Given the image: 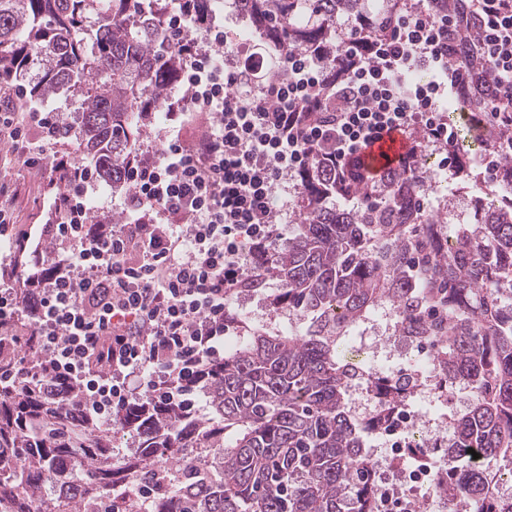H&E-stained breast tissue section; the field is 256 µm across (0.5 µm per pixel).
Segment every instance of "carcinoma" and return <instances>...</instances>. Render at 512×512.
Masks as SVG:
<instances>
[{"mask_svg":"<svg viewBox=\"0 0 512 512\" xmlns=\"http://www.w3.org/2000/svg\"><path fill=\"white\" fill-rule=\"evenodd\" d=\"M168 0H0V60L8 78L36 99L60 89L76 105L78 144L99 180L127 187L132 128L139 113L157 112L174 85L180 57L169 48ZM264 40L278 75L279 39L312 52L336 50L342 23L368 17L383 35L414 0H234ZM448 16L465 40L474 38L480 9L472 0H420ZM451 63L468 75L464 125H479L478 144L502 138L488 119L495 101L491 65L472 48ZM506 175L489 185L464 173L481 213L462 222L420 209L430 187L412 172L394 173L375 191L336 181L316 165L304 178L298 232L269 257L279 281L276 305L299 310L307 325L269 334L253 331L211 366L212 417L179 411L148 423L136 411L118 427L135 429L136 456L118 466L112 431L79 426L73 408L47 403L27 379L0 397V512H372L373 461L362 426L346 406L349 372L372 374L343 354L353 329L376 306L399 310L402 333L439 342L441 375L467 384V411L448 432V512L462 495L479 512H512V501L489 491L482 469L460 470L471 457L512 460V155ZM369 193L357 212L329 205L348 192ZM452 224L451 246L442 245ZM27 370L41 371L34 337H22ZM152 488L149 498L133 493ZM132 494L115 505L112 494Z\"/></svg>","mask_w":512,"mask_h":512,"instance_id":"carcinoma-1","label":"carcinoma"}]
</instances>
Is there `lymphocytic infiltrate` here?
<instances>
[{"label":"lymphocytic infiltrate","mask_w":512,"mask_h":512,"mask_svg":"<svg viewBox=\"0 0 512 512\" xmlns=\"http://www.w3.org/2000/svg\"><path fill=\"white\" fill-rule=\"evenodd\" d=\"M481 9L474 48L494 67L497 97L511 100L512 8L481 0ZM168 19L179 89L161 103L166 126L128 166L122 223L93 209L97 176L64 138L66 114L18 111L11 87L0 90V143L12 162L42 171L48 216L32 237L17 222L18 187L0 183V238L34 257L27 291L0 282V346L24 323L45 396L98 425L133 407L200 414L209 367L242 328L227 305L260 278L314 161L341 181L382 187L387 173L368 177L354 164L397 131L410 142L401 166L418 182L421 150L439 154L445 174L459 164L447 102L467 76L448 63L447 18L413 9L373 43L350 24L335 53L288 48L281 76L260 84L223 26L198 29L189 0H172Z\"/></svg>","instance_id":"1"}]
</instances>
